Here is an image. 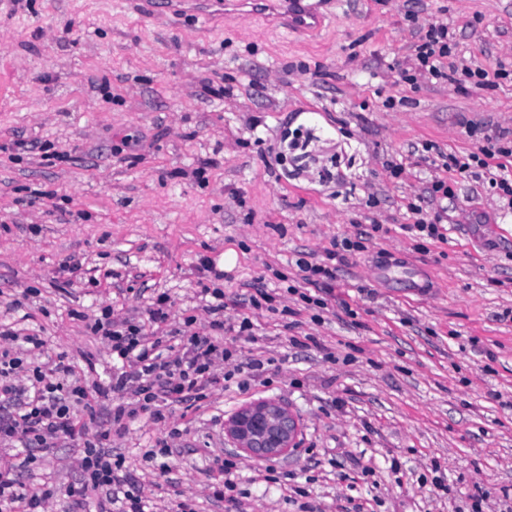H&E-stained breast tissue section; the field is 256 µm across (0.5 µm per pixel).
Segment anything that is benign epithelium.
<instances>
[{"instance_id":"1","label":"benign epithelium","mask_w":512,"mask_h":512,"mask_svg":"<svg viewBox=\"0 0 512 512\" xmlns=\"http://www.w3.org/2000/svg\"><path fill=\"white\" fill-rule=\"evenodd\" d=\"M299 432V418L275 400L251 403L225 424V435L236 451L253 460L290 458Z\"/></svg>"}]
</instances>
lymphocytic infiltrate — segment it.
I'll return each instance as SVG.
<instances>
[{
  "instance_id": "f902f5d3",
  "label": "lymphocytic infiltrate",
  "mask_w": 512,
  "mask_h": 512,
  "mask_svg": "<svg viewBox=\"0 0 512 512\" xmlns=\"http://www.w3.org/2000/svg\"><path fill=\"white\" fill-rule=\"evenodd\" d=\"M452 49L447 25L430 24L415 46L414 70L453 82L462 92L470 86H487L490 77L484 69L445 68L443 60ZM481 131L480 124L468 123L469 136H482ZM482 138L475 152L449 155L445 167L461 175L476 168L490 170L491 183L512 201V137L502 131ZM211 295L206 310L214 319L210 334L203 336L166 330L168 298L163 293L148 309L144 326L104 309L89 329L122 362L106 382L95 379L96 365L91 361L84 378H76L75 365L64 352L48 363L30 366L25 356L42 349L39 335L0 329V441L20 443L29 464L49 453L56 439L84 445L82 477L63 489L46 484L27 489L20 480L22 464L0 460V512H47L50 499L57 496L69 500L71 512H107L108 503L118 497L123 498L126 512H146L148 502L125 473L123 458L113 454L112 439L123 436L142 414L163 420L162 403L190 401L206 386L218 383L215 368L231 356L220 333L251 331L252 322L246 316L235 323L221 319L224 293L216 288ZM116 393L125 400L109 410V426L90 429L96 405Z\"/></svg>"
}]
</instances>
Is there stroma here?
Masks as SVG:
<instances>
[{"mask_svg":"<svg viewBox=\"0 0 512 512\" xmlns=\"http://www.w3.org/2000/svg\"><path fill=\"white\" fill-rule=\"evenodd\" d=\"M327 11L309 36L187 5L0 0V323L39 330L41 362L90 353L108 373L87 328L103 308L140 323L164 293L170 327L189 317L205 334L207 287L225 317L249 315L251 336L224 338L233 363L264 364L249 389L208 387L112 444L151 512L181 496L196 512H512V212L488 177L457 181L411 154L476 151L467 120L512 131V74L466 94L399 77L432 22L453 36L451 63H512V0ZM436 179L454 201H423ZM417 200L444 240L410 231ZM345 237L364 249L323 309L288 293L299 257ZM376 260L390 274L373 276ZM259 288L274 310L253 309ZM261 400L300 419L290 459L224 439ZM80 458L59 440L22 480L76 482ZM217 459L235 464L234 501L211 498Z\"/></svg>","mask_w":512,"mask_h":512,"instance_id":"1","label":"stroma"}]
</instances>
